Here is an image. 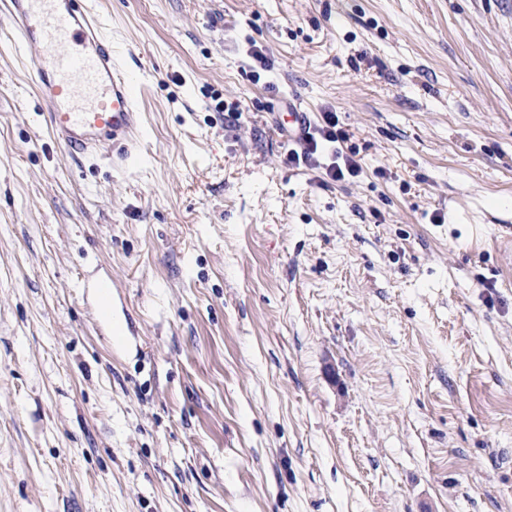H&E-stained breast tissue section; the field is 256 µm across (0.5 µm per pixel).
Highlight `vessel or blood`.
Returning <instances> with one entry per match:
<instances>
[{"label":"vessel or blood","mask_w":512,"mask_h":512,"mask_svg":"<svg viewBox=\"0 0 512 512\" xmlns=\"http://www.w3.org/2000/svg\"><path fill=\"white\" fill-rule=\"evenodd\" d=\"M13 40L44 102L55 142L76 160L111 149L128 162L141 109L90 0H6Z\"/></svg>","instance_id":"b4317fda"}]
</instances>
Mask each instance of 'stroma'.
Listing matches in <instances>:
<instances>
[{"instance_id": "35a3bbf8", "label": "stroma", "mask_w": 512, "mask_h": 512, "mask_svg": "<svg viewBox=\"0 0 512 512\" xmlns=\"http://www.w3.org/2000/svg\"><path fill=\"white\" fill-rule=\"evenodd\" d=\"M93 2L122 168L0 4V512H512V0ZM291 103L357 176L287 163Z\"/></svg>"}]
</instances>
